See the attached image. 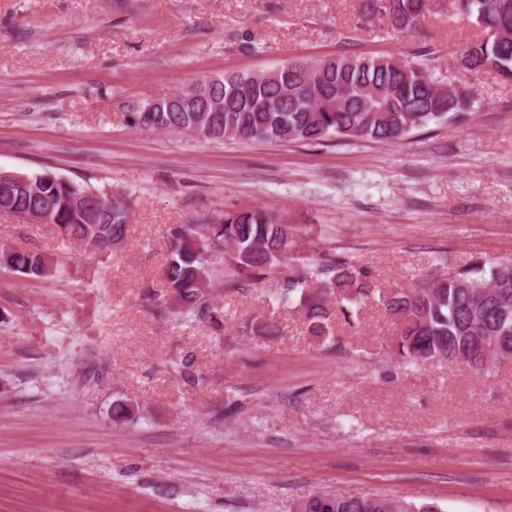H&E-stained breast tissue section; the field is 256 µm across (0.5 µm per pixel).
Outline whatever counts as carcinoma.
Here are the masks:
<instances>
[{
  "mask_svg": "<svg viewBox=\"0 0 512 512\" xmlns=\"http://www.w3.org/2000/svg\"><path fill=\"white\" fill-rule=\"evenodd\" d=\"M485 36L466 47L462 65L472 72H512V0H452ZM388 12L399 28L409 27L427 9V0L371 2ZM411 66L395 58L336 55L308 63L293 60L271 70L199 78L181 94L146 99L163 130L194 131L213 101L224 104L225 139L320 143L333 135L395 141L431 123L455 122L473 109L453 105L448 90L420 81L433 77V48ZM8 208L50 212L64 239L93 252L110 249L127 234L126 200L87 185L45 173L11 187ZM291 228L261 208L230 211L213 221L167 230L165 276L172 297L165 313L193 318L223 330L224 313L209 300V283L222 273L226 291L263 283L288 260ZM0 263L24 278L58 271L48 259L0 248ZM280 294L301 310L310 336L325 344L333 322L348 320L366 302L377 301L397 326L396 353L411 366L448 361L489 376L512 361V260L490 266L481 259L412 288H381L368 268L345 260L304 263L283 278ZM295 512H443L436 504L416 505L389 496L313 491Z\"/></svg>",
  "mask_w": 512,
  "mask_h": 512,
  "instance_id": "cac0c4a2",
  "label": "carcinoma"
}]
</instances>
